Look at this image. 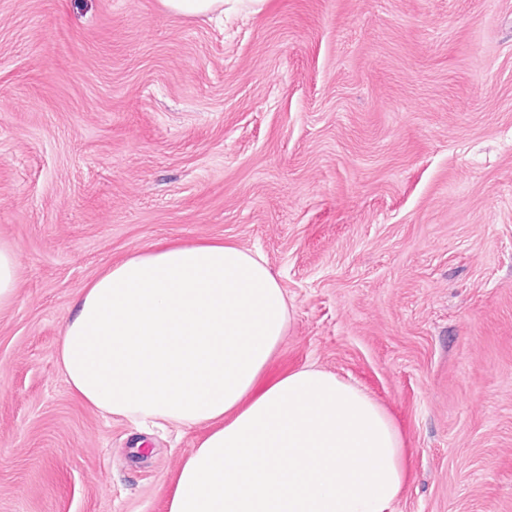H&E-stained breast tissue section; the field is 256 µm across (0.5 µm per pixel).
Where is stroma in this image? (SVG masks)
I'll return each mask as SVG.
<instances>
[{
	"instance_id": "1",
	"label": "stroma",
	"mask_w": 512,
	"mask_h": 512,
	"mask_svg": "<svg viewBox=\"0 0 512 512\" xmlns=\"http://www.w3.org/2000/svg\"><path fill=\"white\" fill-rule=\"evenodd\" d=\"M221 239L315 367L409 450L392 512H512V0H0V512H166L205 429H142L57 365L84 286ZM170 12L185 16L224 14V0H160ZM18 258L12 244L0 241V309L11 306L18 293Z\"/></svg>"
}]
</instances>
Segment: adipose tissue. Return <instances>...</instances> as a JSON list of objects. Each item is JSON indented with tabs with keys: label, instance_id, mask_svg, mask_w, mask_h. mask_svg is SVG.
<instances>
[{
	"label": "adipose tissue",
	"instance_id": "1",
	"mask_svg": "<svg viewBox=\"0 0 512 512\" xmlns=\"http://www.w3.org/2000/svg\"><path fill=\"white\" fill-rule=\"evenodd\" d=\"M289 322L261 255L160 244L85 286L58 364L99 413L206 426L167 512H389L409 477L399 428L333 373L268 376Z\"/></svg>",
	"mask_w": 512,
	"mask_h": 512
}]
</instances>
